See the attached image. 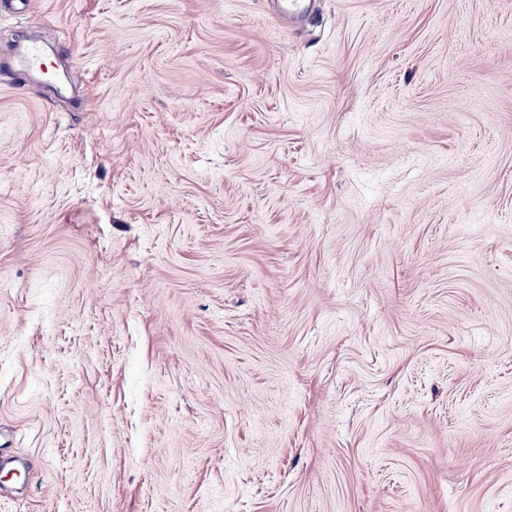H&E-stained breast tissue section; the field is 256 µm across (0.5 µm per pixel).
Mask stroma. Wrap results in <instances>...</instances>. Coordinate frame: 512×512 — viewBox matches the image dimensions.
I'll return each instance as SVG.
<instances>
[{"label": "stroma", "mask_w": 512, "mask_h": 512, "mask_svg": "<svg viewBox=\"0 0 512 512\" xmlns=\"http://www.w3.org/2000/svg\"><path fill=\"white\" fill-rule=\"evenodd\" d=\"M0 0V512H512V0ZM314 4V0H278L276 11L294 22L309 16L314 10ZM19 64L23 70H38L42 65L40 51V28L31 26L26 35L24 45L19 52Z\"/></svg>", "instance_id": "stroma-1"}]
</instances>
